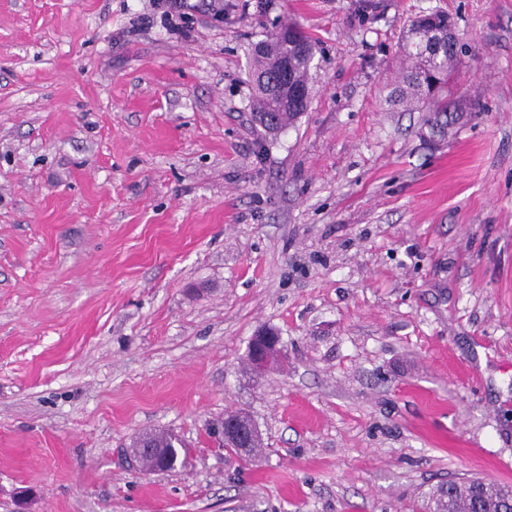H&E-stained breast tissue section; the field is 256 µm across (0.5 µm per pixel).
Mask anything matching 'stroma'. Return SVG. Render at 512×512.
<instances>
[{
    "instance_id": "35a3bbf8",
    "label": "stroma",
    "mask_w": 512,
    "mask_h": 512,
    "mask_svg": "<svg viewBox=\"0 0 512 512\" xmlns=\"http://www.w3.org/2000/svg\"><path fill=\"white\" fill-rule=\"evenodd\" d=\"M436 10L443 136L392 103ZM288 21L311 102L270 135L252 51ZM234 411L254 461L208 436ZM159 429L185 463L128 467ZM502 462L512 0H0V512H420ZM262 330L252 337L247 350V362L255 377L262 378L276 365L282 355L281 340Z\"/></svg>"
}]
</instances>
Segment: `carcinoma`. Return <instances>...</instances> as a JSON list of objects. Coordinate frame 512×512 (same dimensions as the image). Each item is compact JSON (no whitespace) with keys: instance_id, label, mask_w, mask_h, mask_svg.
<instances>
[{"instance_id":"obj_1","label":"carcinoma","mask_w":512,"mask_h":512,"mask_svg":"<svg viewBox=\"0 0 512 512\" xmlns=\"http://www.w3.org/2000/svg\"><path fill=\"white\" fill-rule=\"evenodd\" d=\"M416 37H406L403 53L411 62L406 75V96L412 100H425L432 106L434 119L448 117V101L439 98V92L451 76L456 54L448 53L447 45L437 34L448 28V15L433 12L410 24ZM315 49L309 33L295 23H286L263 34L253 48L250 71L255 100L254 120L268 133H279L292 126L307 110L287 101L288 83L309 91L308 74ZM476 479L449 480L441 483L429 494L425 512H512V485L493 487L489 501L472 492Z\"/></svg>"}]
</instances>
